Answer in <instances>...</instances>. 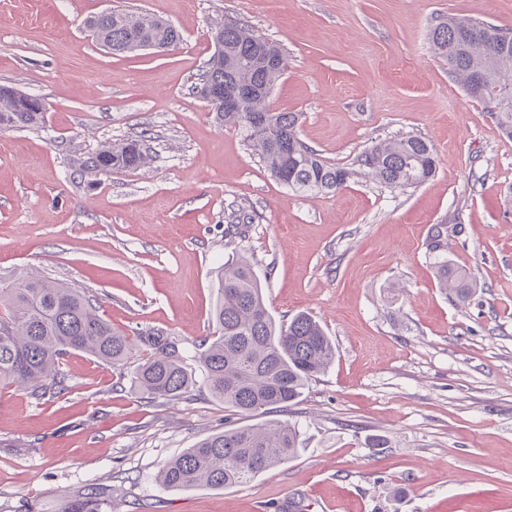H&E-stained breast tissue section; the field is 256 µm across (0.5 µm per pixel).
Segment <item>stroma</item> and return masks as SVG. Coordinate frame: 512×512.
I'll use <instances>...</instances> for the list:
<instances>
[{
    "label": "stroma",
    "mask_w": 512,
    "mask_h": 512,
    "mask_svg": "<svg viewBox=\"0 0 512 512\" xmlns=\"http://www.w3.org/2000/svg\"><path fill=\"white\" fill-rule=\"evenodd\" d=\"M107 9L168 19L181 43L111 54L85 26ZM228 15L283 48L270 106L300 113L324 160L347 167L414 135L435 147V175L405 189L361 175L330 195L276 181L192 92ZM451 16L512 28V0H0V84L47 103L40 128L0 132V281L83 288L114 327L179 338L192 370L216 275L242 255L276 319L310 313L336 346L272 415L225 408L201 383L145 402L133 358L72 353L61 395L0 384V512L90 496L98 512H512V139L431 48ZM145 129L149 167L75 175L83 154ZM232 203L255 217L246 238L224 234ZM436 224L477 284L468 304L439 286ZM272 418L300 427L288 462L226 489L158 483L196 441Z\"/></svg>",
    "instance_id": "35a3bbf8"
}]
</instances>
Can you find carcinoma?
Instances as JSON below:
<instances>
[{"label":"carcinoma","mask_w":512,"mask_h":512,"mask_svg":"<svg viewBox=\"0 0 512 512\" xmlns=\"http://www.w3.org/2000/svg\"><path fill=\"white\" fill-rule=\"evenodd\" d=\"M86 26L98 40L109 44L114 54L127 53L146 41L180 42L178 31L167 20L127 9H114L110 17L93 15ZM464 27L478 31L483 44L453 54L449 47ZM211 40L224 45V54L212 56L198 75L192 87L196 95L201 87L229 81L271 89L284 74L282 49L271 44L274 63L252 52L255 43L268 40L238 19L227 18L212 28ZM430 41L466 95L488 105L501 133L512 139V29L448 18L434 25ZM473 71L484 75L483 86H470ZM208 105L224 125L244 129L271 176L299 193H336L358 174H367L388 187L405 188L425 182L436 171L433 147L416 136L379 142L357 157L355 167H340L324 161L301 140L300 113L274 112L263 95L242 104L237 112L224 111L222 100H210ZM43 121L44 113L5 92L0 94L1 131L37 128ZM152 142L154 137L147 130L131 139L105 142L79 159V172L97 176L144 168L154 159ZM228 210V232L245 235L253 216L233 205ZM446 229L443 224L433 228L428 248L437 257L440 286L465 303L475 293V286L444 257ZM216 288L215 332L198 356V367L212 395L225 406L242 413L284 408L333 363L335 346L312 315L301 312L286 323L275 320L247 259L225 263ZM73 351L114 366L125 364L135 351L142 353L132 383L151 401L177 400L195 382L186 367L182 343L172 334L149 327L130 333L116 329L100 314L95 296L42 275L25 273L8 284L0 283V383L63 394L68 385L62 360ZM299 440L298 427L288 421L228 429L171 458L160 468L157 481L170 489H224L246 484L287 462L297 452Z\"/></svg>","instance_id":"cac0c4a2"}]
</instances>
